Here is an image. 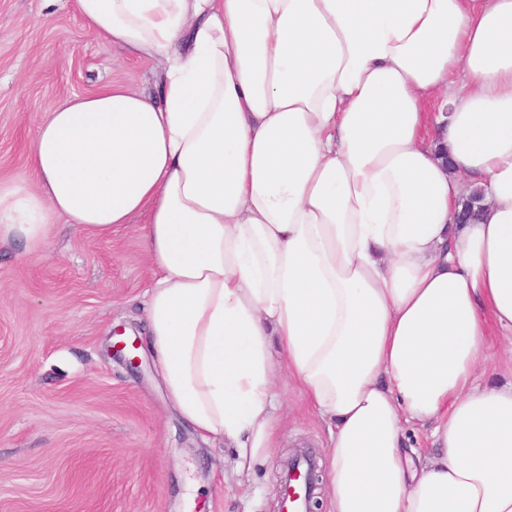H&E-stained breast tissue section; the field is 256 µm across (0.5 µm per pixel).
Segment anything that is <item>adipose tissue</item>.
Here are the masks:
<instances>
[{
  "mask_svg": "<svg viewBox=\"0 0 512 512\" xmlns=\"http://www.w3.org/2000/svg\"><path fill=\"white\" fill-rule=\"evenodd\" d=\"M75 6L159 92L45 113L0 244L141 222L147 350L238 473L285 374L332 425L328 512H512V384L480 380L512 334V0Z\"/></svg>",
  "mask_w": 512,
  "mask_h": 512,
  "instance_id": "1",
  "label": "adipose tissue"
}]
</instances>
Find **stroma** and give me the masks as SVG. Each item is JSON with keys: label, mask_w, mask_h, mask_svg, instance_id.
Here are the masks:
<instances>
[{"label": "stroma", "mask_w": 512, "mask_h": 512, "mask_svg": "<svg viewBox=\"0 0 512 512\" xmlns=\"http://www.w3.org/2000/svg\"><path fill=\"white\" fill-rule=\"evenodd\" d=\"M156 72L92 35L74 0H0V186L34 185L37 123L66 96L150 92ZM147 282L136 224L100 236L56 220L39 257L0 244V512H278L290 449L325 469L329 425L291 385L248 475L182 420L144 346ZM118 330L138 367L116 355Z\"/></svg>", "instance_id": "stroma-1"}]
</instances>
